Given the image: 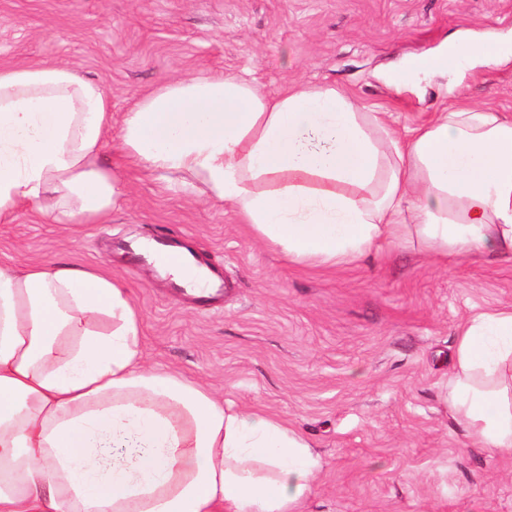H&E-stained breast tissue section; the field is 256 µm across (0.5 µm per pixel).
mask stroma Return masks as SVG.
I'll return each mask as SVG.
<instances>
[{"label": "stroma", "mask_w": 512, "mask_h": 512, "mask_svg": "<svg viewBox=\"0 0 512 512\" xmlns=\"http://www.w3.org/2000/svg\"><path fill=\"white\" fill-rule=\"evenodd\" d=\"M512 37V0H0V67L56 60L99 81L120 126L134 99L179 75L224 72L268 93L305 83L346 93L394 131L471 104L512 120V60L418 90L385 83L391 61L449 35ZM101 162L130 197L102 224H54L27 208L0 220V264L59 259L130 291L146 365L201 380L226 401L282 418L321 455L303 512H512V454L471 447L448 415V357L473 315L512 306V262L438 264L397 247L331 267L292 265L226 204ZM164 232L218 269L224 295L171 300L127 243Z\"/></svg>", "instance_id": "1"}]
</instances>
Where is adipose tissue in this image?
Listing matches in <instances>:
<instances>
[{
    "instance_id": "1",
    "label": "adipose tissue",
    "mask_w": 512,
    "mask_h": 512,
    "mask_svg": "<svg viewBox=\"0 0 512 512\" xmlns=\"http://www.w3.org/2000/svg\"><path fill=\"white\" fill-rule=\"evenodd\" d=\"M512 58V41L455 38L404 61L399 86ZM112 103L63 62L0 67V220H108L128 195L99 163ZM117 134L125 164L230 205L294 264L394 246L437 262L512 261V120L474 106L392 134L329 85L274 94L228 74L141 94ZM129 291L57 260L0 266V512H300L322 459L287 421L142 363ZM448 413L472 447L512 454V306L466 320Z\"/></svg>"
}]
</instances>
